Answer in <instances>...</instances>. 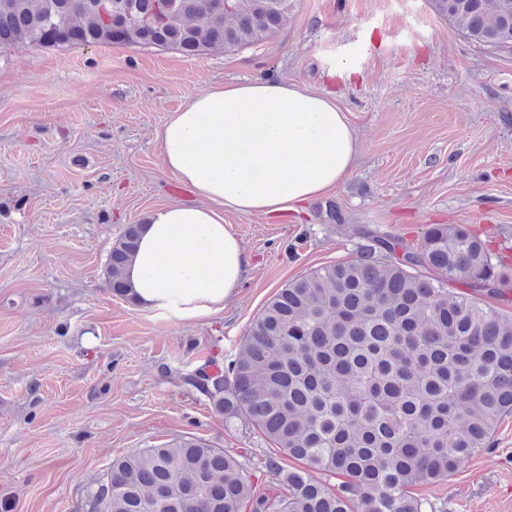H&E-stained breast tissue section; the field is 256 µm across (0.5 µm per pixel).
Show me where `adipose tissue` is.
<instances>
[{
    "label": "adipose tissue",
    "instance_id": "1",
    "mask_svg": "<svg viewBox=\"0 0 512 512\" xmlns=\"http://www.w3.org/2000/svg\"><path fill=\"white\" fill-rule=\"evenodd\" d=\"M157 139L164 168L198 201L150 215L124 277L140 308L169 322L209 320L234 300L250 260L226 212L297 211L336 187L357 154L330 96L277 80L203 91Z\"/></svg>",
    "mask_w": 512,
    "mask_h": 512
}]
</instances>
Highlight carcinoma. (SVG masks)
<instances>
[{
	"instance_id": "obj_1",
	"label": "carcinoma",
	"mask_w": 512,
	"mask_h": 512,
	"mask_svg": "<svg viewBox=\"0 0 512 512\" xmlns=\"http://www.w3.org/2000/svg\"><path fill=\"white\" fill-rule=\"evenodd\" d=\"M429 5L470 42L512 47V0ZM291 6L0 0V43L199 56L264 43ZM140 230L127 225L109 253L108 287L121 297ZM359 238L356 258L279 289L227 366L188 378L224 423L240 421L291 462H269L270 494H254L236 456L183 436L113 460L88 494L91 512H444L414 489L455 475L512 415V316L492 305L512 293V263L460 224H433L412 244L367 226Z\"/></svg>"
}]
</instances>
